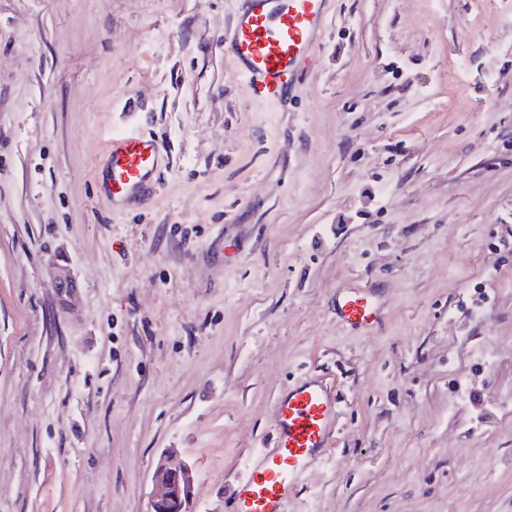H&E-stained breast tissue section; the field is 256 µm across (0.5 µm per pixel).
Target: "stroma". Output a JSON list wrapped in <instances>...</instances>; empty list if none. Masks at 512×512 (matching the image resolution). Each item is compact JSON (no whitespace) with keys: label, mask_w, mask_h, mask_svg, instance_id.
Segmentation results:
<instances>
[{"label":"stroma","mask_w":512,"mask_h":512,"mask_svg":"<svg viewBox=\"0 0 512 512\" xmlns=\"http://www.w3.org/2000/svg\"><path fill=\"white\" fill-rule=\"evenodd\" d=\"M239 7L0 0V512H147L167 452L224 512L313 368L339 434L290 512H512V5L330 0L280 103L224 58ZM125 129L165 159L112 206ZM101 195L109 203L145 199L159 184L164 150L152 137L113 133L105 142ZM386 299L372 283L350 282L336 292L334 314L344 327L370 332L382 320Z\"/></svg>","instance_id":"35a3bbf8"}]
</instances>
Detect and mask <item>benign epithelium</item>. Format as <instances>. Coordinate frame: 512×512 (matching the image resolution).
Wrapping results in <instances>:
<instances>
[{
    "instance_id": "obj_1",
    "label": "benign epithelium",
    "mask_w": 512,
    "mask_h": 512,
    "mask_svg": "<svg viewBox=\"0 0 512 512\" xmlns=\"http://www.w3.org/2000/svg\"><path fill=\"white\" fill-rule=\"evenodd\" d=\"M157 493L149 503V512H191L194 486L191 465L183 460L164 457L153 471Z\"/></svg>"
}]
</instances>
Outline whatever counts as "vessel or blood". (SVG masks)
I'll use <instances>...</instances> for the list:
<instances>
[{
	"label": "vessel or blood",
	"mask_w": 512,
	"mask_h": 512,
	"mask_svg": "<svg viewBox=\"0 0 512 512\" xmlns=\"http://www.w3.org/2000/svg\"><path fill=\"white\" fill-rule=\"evenodd\" d=\"M328 0H243L224 36V55L241 72L250 94L282 101L323 39ZM101 195L109 203L152 196L164 150L154 138L118 132L104 147ZM386 299L372 283L350 282L336 292L334 314L364 332L381 321ZM339 399L323 377L306 374L276 398L268 443L241 461L225 512H288L310 471L326 461L335 441Z\"/></svg>",
	"instance_id": "b4317fda"
}]
</instances>
